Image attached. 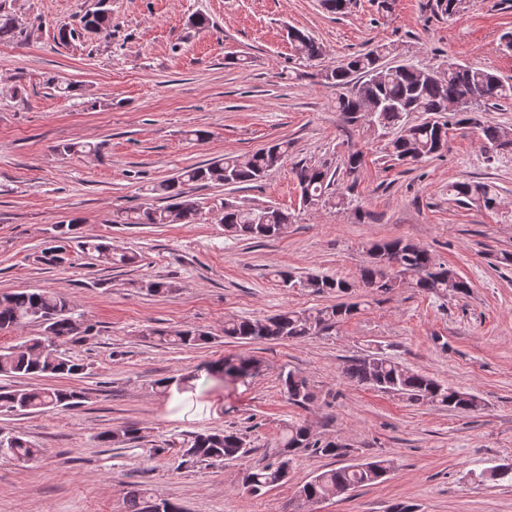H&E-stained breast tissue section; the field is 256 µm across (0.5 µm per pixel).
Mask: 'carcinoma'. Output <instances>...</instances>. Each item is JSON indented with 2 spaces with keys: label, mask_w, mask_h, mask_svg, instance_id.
<instances>
[{
  "label": "carcinoma",
  "mask_w": 512,
  "mask_h": 512,
  "mask_svg": "<svg viewBox=\"0 0 512 512\" xmlns=\"http://www.w3.org/2000/svg\"><path fill=\"white\" fill-rule=\"evenodd\" d=\"M112 25L110 0H96L95 9L84 14L81 30L62 25L57 38L65 44L81 36L98 35ZM24 27L14 3L0 0V42L20 41ZM288 39L295 44L299 59L308 67L322 59V45L305 32L290 28ZM391 48L377 45L366 52L348 57L328 70L325 81L338 87L350 88L349 94L338 98L336 110L349 126L374 123L388 137L390 156L402 162H418L443 151L448 143L451 117L467 112L473 105L512 99V84L496 74L456 62L448 63L445 76L417 61L405 60L397 65L386 63ZM456 101L459 108L448 111V102ZM488 148L495 153L512 154V138L499 126L490 123L482 127ZM288 157V142L278 141L263 147L243 160L234 155L202 165L187 166L177 175L160 181L151 191L167 201L160 207L145 206L117 213L119 224H193L199 219V208L189 198L190 185L240 186L263 178L272 168ZM363 162V154L354 151L342 166L331 170L323 165L303 164L293 173L304 205L334 204L341 208L351 203L342 192L335 191L341 179L355 178ZM448 195L456 203L476 209H492L497 205L495 188L484 182L459 181L448 185ZM221 223L224 230L247 240H266L280 236L292 223L290 214L267 205L251 207L230 202L223 206ZM84 249L98 253L106 263L117 267L136 263V255L116 251L98 238L83 242ZM387 256L400 262L398 275H410L415 288L441 296H466L471 285L454 268L435 262L429 250L401 238L371 245L369 260L362 268L360 281L366 288L381 285L387 293L393 287L384 285L392 277L391 268L379 264L375 256ZM276 275L287 288H305L316 294H334L342 301L320 308H284L265 319H241L224 322V335L245 343L262 341H293L327 333L336 325L358 313L361 303L353 300L355 285L343 278L329 275L296 277L288 271ZM37 323L43 333L18 346L0 349V376L75 377L85 370L81 359L69 355L61 347L91 331L92 325L77 319L68 301L52 291L14 292L0 296V329L20 328ZM163 344L193 348L207 343L209 335L195 328L158 333ZM262 367L252 356H226L208 366L213 377L224 374L245 379L257 375ZM345 376L359 386H369L405 398L412 405H438L450 411H475L477 397L468 391L445 386L422 371L413 370L378 351L352 359L344 370ZM284 397L288 403L304 407L314 399L306 377L295 371L281 375ZM84 400V393L72 388L0 389V411L32 413L34 411L72 410ZM141 439L136 428L108 431L101 440L124 444ZM277 457L252 467L244 477L246 488L255 495L284 483L298 454L309 452L337 458L348 454L349 448L333 440L314 438L305 422L286 425L278 442ZM249 452L245 440L226 430L196 435L185 449L194 462L230 461ZM0 454L19 461H35L41 449L20 434L0 435ZM390 470L385 460L330 468L316 474L299 490L308 502L320 501L360 487L373 485ZM164 505L163 512H183L181 505L166 498L155 500L148 490L133 488L128 492V512H153L155 504Z\"/></svg>",
  "instance_id": "obj_1"
}]
</instances>
